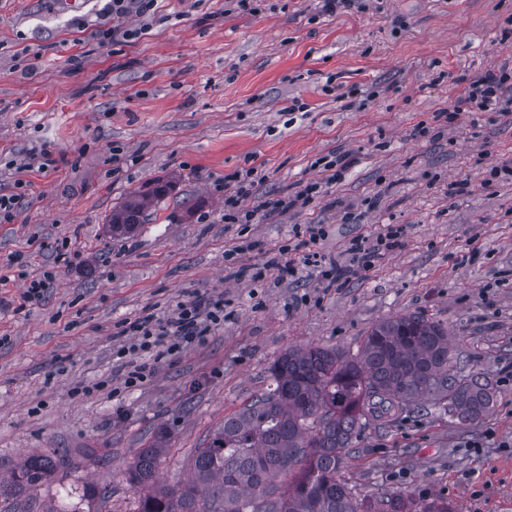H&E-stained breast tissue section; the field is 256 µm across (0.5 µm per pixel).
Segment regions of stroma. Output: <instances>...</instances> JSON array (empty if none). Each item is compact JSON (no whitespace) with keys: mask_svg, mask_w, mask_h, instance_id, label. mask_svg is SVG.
Segmentation results:
<instances>
[{"mask_svg":"<svg viewBox=\"0 0 512 512\" xmlns=\"http://www.w3.org/2000/svg\"><path fill=\"white\" fill-rule=\"evenodd\" d=\"M123 24L141 35L104 38L107 0H0V195L19 180L26 193L0 218V476L32 454L58 462L0 512H47L67 494L79 512H136L124 471L141 448L164 437L158 481L184 482L225 415L268 387L279 354H353L400 314L446 324L461 366L495 384V405L467 424L432 408L367 425L342 477L361 494L512 512V179L485 182L489 166L512 165V112L438 117L476 72L512 61V0H366L330 15L319 0H265L253 15L158 0ZM333 152L355 159L342 181L266 213L267 199L321 179L312 163ZM250 166L262 177L245 202L254 220L225 223L224 189ZM159 184L167 193L136 235L106 233L114 206ZM305 224L324 225L319 251L347 266L353 238L389 224L404 235L331 287L304 264L297 280L261 285L225 268V251L249 242L244 264L264 263ZM63 249L83 266L58 261ZM18 257L27 275L55 274L41 304L21 303ZM207 295L229 313L203 340L157 360L123 354L127 323ZM142 362L152 375L125 387Z\"/></svg>","mask_w":512,"mask_h":512,"instance_id":"stroma-1","label":"stroma"}]
</instances>
